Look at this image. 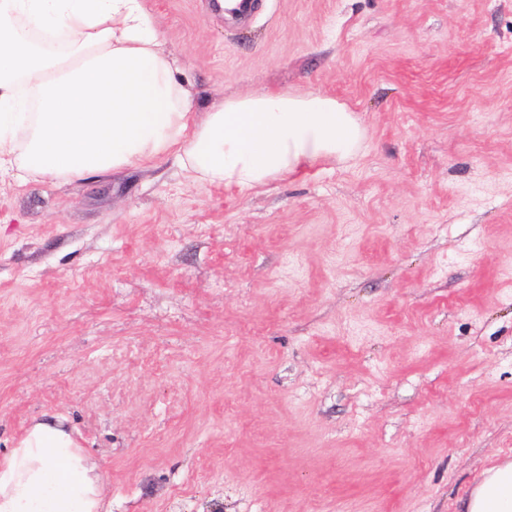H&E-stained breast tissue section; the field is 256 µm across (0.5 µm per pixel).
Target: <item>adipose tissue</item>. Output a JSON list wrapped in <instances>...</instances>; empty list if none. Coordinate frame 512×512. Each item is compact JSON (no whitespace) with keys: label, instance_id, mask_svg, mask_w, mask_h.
I'll use <instances>...</instances> for the list:
<instances>
[{"label":"adipose tissue","instance_id":"ef3b65f1","mask_svg":"<svg viewBox=\"0 0 512 512\" xmlns=\"http://www.w3.org/2000/svg\"><path fill=\"white\" fill-rule=\"evenodd\" d=\"M147 0H0V178L74 182L170 163L251 190L354 156L353 111L319 93L195 107ZM106 475L62 420H34L0 456V512H105ZM466 512H512V461Z\"/></svg>","mask_w":512,"mask_h":512}]
</instances>
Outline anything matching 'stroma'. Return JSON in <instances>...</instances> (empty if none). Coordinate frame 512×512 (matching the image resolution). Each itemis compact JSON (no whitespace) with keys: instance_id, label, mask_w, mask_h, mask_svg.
Masks as SVG:
<instances>
[{"instance_id":"1","label":"stroma","mask_w":512,"mask_h":512,"mask_svg":"<svg viewBox=\"0 0 512 512\" xmlns=\"http://www.w3.org/2000/svg\"><path fill=\"white\" fill-rule=\"evenodd\" d=\"M198 111L329 94L357 157L0 182V455L58 416L107 512H463L512 458V0H148Z\"/></svg>"}]
</instances>
